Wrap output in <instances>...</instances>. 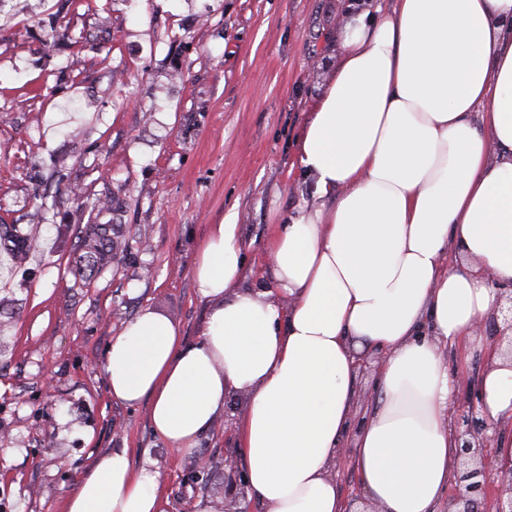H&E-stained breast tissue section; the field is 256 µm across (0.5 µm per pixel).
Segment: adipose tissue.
I'll return each mask as SVG.
<instances>
[{
    "instance_id": "ef3b65f1",
    "label": "adipose tissue",
    "mask_w": 512,
    "mask_h": 512,
    "mask_svg": "<svg viewBox=\"0 0 512 512\" xmlns=\"http://www.w3.org/2000/svg\"><path fill=\"white\" fill-rule=\"evenodd\" d=\"M307 198L246 267L237 212L212 225L191 276L196 344L142 309L112 337L114 401L148 403L183 455L239 395L234 428L262 512H348L331 472L345 441L378 512H441L453 484L448 410L474 356L512 466V356L478 330L512 283V0H377L350 16L297 140ZM261 285H253V277ZM381 356L351 429L361 354ZM151 463L97 454L61 512H166Z\"/></svg>"
}]
</instances>
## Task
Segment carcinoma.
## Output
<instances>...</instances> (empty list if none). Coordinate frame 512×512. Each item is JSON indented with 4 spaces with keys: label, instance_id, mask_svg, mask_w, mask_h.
Instances as JSON below:
<instances>
[{
    "label": "carcinoma",
    "instance_id": "obj_1",
    "mask_svg": "<svg viewBox=\"0 0 512 512\" xmlns=\"http://www.w3.org/2000/svg\"><path fill=\"white\" fill-rule=\"evenodd\" d=\"M123 207V199L109 187L97 198L95 216L79 229V271L94 273L124 260L130 248V230L124 224L112 223V214ZM39 244L33 227L0 224V249L22 263Z\"/></svg>",
    "mask_w": 512,
    "mask_h": 512
}]
</instances>
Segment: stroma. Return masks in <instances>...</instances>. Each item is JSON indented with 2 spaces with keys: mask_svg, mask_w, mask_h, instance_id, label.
Returning a JSON list of instances; mask_svg holds the SVG:
<instances>
[{
  "mask_svg": "<svg viewBox=\"0 0 512 512\" xmlns=\"http://www.w3.org/2000/svg\"><path fill=\"white\" fill-rule=\"evenodd\" d=\"M340 0H56L0 8V224L40 219L38 248L0 251V512H60L95 455L152 462L168 512L224 506V459L241 411L230 399L194 455L152 431L147 404L114 402L104 360L142 308L195 344L206 316L191 277L198 244L240 213L246 262L261 270L275 214L307 186L295 140L337 51ZM87 37L85 48L73 47ZM74 158L53 180L60 156ZM138 241L83 278L77 227L104 184ZM56 207L43 209V190ZM213 460L191 479L198 458Z\"/></svg>",
  "mask_w": 512,
  "mask_h": 512,
  "instance_id": "stroma-1",
  "label": "stroma"
}]
</instances>
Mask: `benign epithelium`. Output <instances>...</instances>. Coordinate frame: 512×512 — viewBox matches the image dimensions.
<instances>
[{
	"label": "benign epithelium",
	"mask_w": 512,
	"mask_h": 512,
	"mask_svg": "<svg viewBox=\"0 0 512 512\" xmlns=\"http://www.w3.org/2000/svg\"><path fill=\"white\" fill-rule=\"evenodd\" d=\"M490 287L497 291V303L489 318V339L495 343L509 342L507 353H512V288L501 286L491 274H486ZM450 423L454 431L456 448L452 460L454 488L450 494L448 512H481L487 500L489 486L495 488L491 512H512V469L489 468L487 452L499 427L490 421L478 406L476 388L464 391L450 410ZM244 471L224 460V512H246Z\"/></svg>",
	"instance_id": "1"
}]
</instances>
